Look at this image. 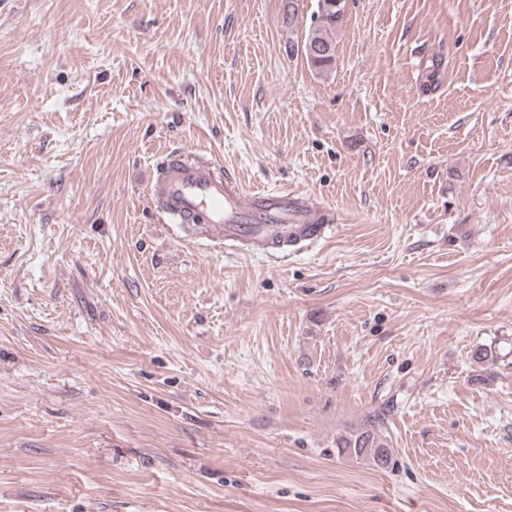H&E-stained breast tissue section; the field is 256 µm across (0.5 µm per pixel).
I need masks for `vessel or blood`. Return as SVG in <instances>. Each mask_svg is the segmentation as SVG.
Masks as SVG:
<instances>
[{
	"instance_id": "obj_1",
	"label": "vessel or blood",
	"mask_w": 512,
	"mask_h": 512,
	"mask_svg": "<svg viewBox=\"0 0 512 512\" xmlns=\"http://www.w3.org/2000/svg\"><path fill=\"white\" fill-rule=\"evenodd\" d=\"M153 200L177 223L203 225L209 239L223 242L225 252L251 242L277 262L291 258L302 243L323 240L333 228L331 209L311 197L247 191L235 171L180 148L167 155Z\"/></svg>"
}]
</instances>
